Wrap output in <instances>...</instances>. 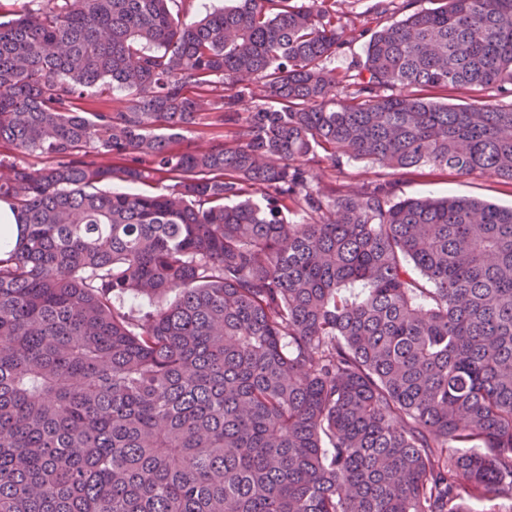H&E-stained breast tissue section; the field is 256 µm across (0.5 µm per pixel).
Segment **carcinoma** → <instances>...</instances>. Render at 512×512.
<instances>
[{"instance_id":"obj_1","label":"carcinoma","mask_w":512,"mask_h":512,"mask_svg":"<svg viewBox=\"0 0 512 512\" xmlns=\"http://www.w3.org/2000/svg\"><path fill=\"white\" fill-rule=\"evenodd\" d=\"M15 2L0 512H512V207L392 179L512 186V105L432 100L512 85V0L414 10L343 73L341 0ZM375 170L376 169L370 163L365 161L344 160L341 173L336 171V175H338L341 180H345L349 183H358L373 178V172ZM397 175L396 194L399 197H473L501 206H512V190L509 185L497 184L480 173L460 177L448 171Z\"/></svg>"}]
</instances>
